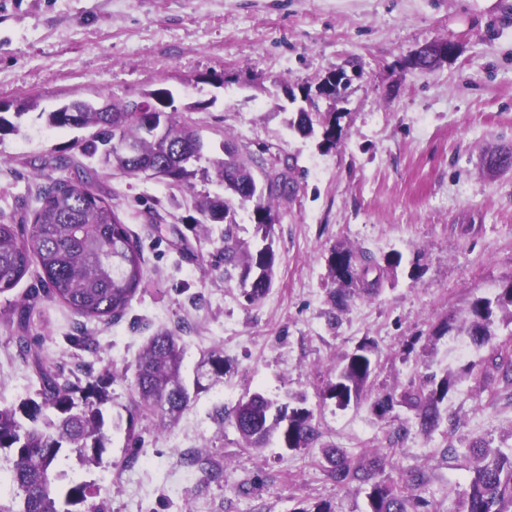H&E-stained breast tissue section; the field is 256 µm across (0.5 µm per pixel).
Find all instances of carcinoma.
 Here are the masks:
<instances>
[{
    "label": "carcinoma",
    "instance_id": "carcinoma-1",
    "mask_svg": "<svg viewBox=\"0 0 512 512\" xmlns=\"http://www.w3.org/2000/svg\"><path fill=\"white\" fill-rule=\"evenodd\" d=\"M76 112L47 113L50 126L56 128H92L93 137L82 144L81 154H102L123 173L134 176L141 171L161 168L167 183L183 188L190 184L194 171L188 163L202 150L190 123L171 118L166 135L152 138L147 130L148 116L130 109L124 100L114 101L105 109L84 100H75ZM340 115L334 112H299L290 126L304 136L320 130L322 145L329 150L340 139ZM121 137L134 147L130 155L113 147ZM216 179L224 183V202L217 206L203 202L195 224H224V268L238 272V288L251 305L269 292L275 276L277 253L274 249L275 225L278 221L274 201L288 197L290 181L281 170H269L253 155L227 153L224 158L210 160ZM55 166L71 171L38 189L39 206L27 230L20 224L0 221V294L15 288L36 267V274L47 296L67 305L87 320L111 321L121 318L136 296L145 273L142 248L119 219L112 205L93 189L84 164L70 156H59ZM259 169L270 181L269 191L254 195L252 171ZM251 209L255 225L254 242L238 239L237 209ZM331 279L338 285L332 295L335 304H343L350 294L360 291L367 296L378 292L389 274L401 263V255L389 252L380 257L357 256L348 248H335L327 259ZM37 297L24 302L17 323L15 341L20 352H29L28 333L37 308ZM512 323V280L497 289L494 298H477L469 308V318L460 327L472 343L484 347L492 341L499 323ZM185 349L181 336L164 331L149 339L137 362L135 408L174 421L191 400L181 373ZM375 346L369 339L361 341L334 369L333 379L321 390L323 399L346 408L350 404L370 402L381 418L405 406L415 412L420 432L429 434L442 421L441 405L455 382L448 371L439 378L426 373L410 387L369 392L370 379L376 370ZM486 376H496L506 388H512V355L494 353L488 364L471 366ZM40 383V401L25 402L16 411L0 408V449L13 450L8 471L12 483L9 504L0 503V512H81L93 497L92 484L72 479L64 492L56 481L66 477L53 473L58 460L75 451L83 461L97 463L106 448L108 435L103 405L106 403L103 381L85 386L72 383L44 362L35 369ZM224 376V354L209 353L197 373L196 389L201 380H217ZM306 399L291 407L253 392L243 396L228 414V419L249 448H263L275 439L284 448L297 450L310 447L318 438L312 424L313 412ZM45 409H52L56 420L48 423L53 431L33 425L27 427L17 412L36 422ZM473 457V477L462 501V512H512V453L507 454L487 445L464 449ZM331 477L338 485L368 484L370 512H427L428 501L405 492L386 480H373L374 472L384 469L385 459L374 458L357 466L336 461Z\"/></svg>",
    "mask_w": 512,
    "mask_h": 512
}]
</instances>
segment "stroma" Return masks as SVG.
I'll return each mask as SVG.
<instances>
[{
	"mask_svg": "<svg viewBox=\"0 0 512 512\" xmlns=\"http://www.w3.org/2000/svg\"><path fill=\"white\" fill-rule=\"evenodd\" d=\"M452 41L455 57L433 71L411 64L423 45ZM345 71L350 84L321 111L341 113L331 150L288 121L291 96ZM166 88L208 145L232 141L254 157L291 165L295 192L276 205L273 286L248 305L224 274V227L196 226L197 205L223 196L197 175L175 189L86 159L96 192L140 242L145 278L118 321L79 323L41 297L29 354L12 320L38 288L26 275L0 294V407H19L39 388L40 356L74 381L106 382L110 441L99 464L70 455L68 475L93 483L102 512H294L328 504L366 512L368 486H340L323 450L351 463L386 458L384 477L405 483L431 512H460L470 461L448 448L486 442L512 449V400L502 383L464 371L434 332L463 321L471 302L512 280V167L489 171L484 155L512 149V0H0V103L31 102L18 133L0 137V219L29 223L38 186L79 155L87 132L52 128L46 114L73 100H130ZM344 246L402 256L377 295L344 308L330 300L327 259ZM179 330L182 375L193 386L203 355L219 349L227 369L161 428L135 413L138 355L160 330ZM375 344L378 389H402L430 369L458 376L444 421L419 431L413 411L377 417L369 404L339 408L320 391L363 339ZM306 398L319 438L288 450L244 448L223 417L247 393ZM409 434L395 439L398 424ZM137 452L135 466L125 459ZM200 463L187 467L186 453ZM224 468L209 481L212 465Z\"/></svg>",
	"mask_w": 512,
	"mask_h": 512,
	"instance_id": "1",
	"label": "stroma"
}]
</instances>
